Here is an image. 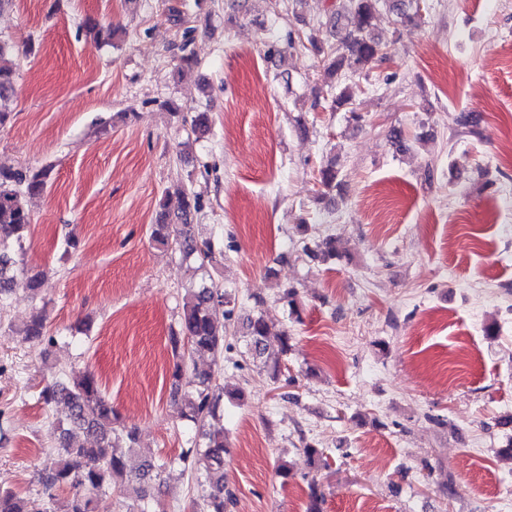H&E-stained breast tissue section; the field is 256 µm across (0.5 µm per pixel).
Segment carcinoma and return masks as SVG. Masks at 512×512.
Masks as SVG:
<instances>
[{
  "label": "carcinoma",
  "mask_w": 512,
  "mask_h": 512,
  "mask_svg": "<svg viewBox=\"0 0 512 512\" xmlns=\"http://www.w3.org/2000/svg\"><path fill=\"white\" fill-rule=\"evenodd\" d=\"M389 4L393 15L394 33L418 25L419 11H411L415 0H336V10L329 24L336 43L325 48L312 36L288 37V47L308 45V50L320 58L325 77L324 86L336 91L334 105H349L359 85L352 78L363 73L369 65L384 58L382 43L375 34V21L380 15V4ZM85 26L96 45L112 42L117 29L103 26L91 19ZM9 46L0 41V126L11 117L10 102L15 93V71L5 61ZM52 167L37 170H0V301L16 287L34 294L40 287L35 276H26L17 267L10 245L22 246L23 232L31 224L27 199L45 192L50 184ZM319 197L336 189L338 171L334 164L318 169ZM179 200L177 214L167 209L170 192H165L158 204L155 223L150 226V238L162 247H175L184 259L195 262V270H203L213 263L215 252L209 242L197 240L192 218L201 210L199 197L182 185L175 190ZM311 253L324 261L341 257L336 238L320 240ZM227 294L214 281L205 279L188 289L178 329L171 331L169 343L175 357L171 372V394L178 397L183 385L190 386L182 409L183 415L195 425L202 443H193L173 458V461L194 472L198 490L192 504L205 512H224V423L220 418L224 395L218 381L219 360L224 358L226 325L216 321L223 312L224 319L232 320L233 310ZM244 351L242 354L257 366L266 368L273 378L281 372V359L271 355L267 339L271 327L262 313L247 315L242 320ZM28 341L48 346L55 341L46 330L43 320L34 318L21 330ZM209 356L213 366L201 369L195 358ZM39 399L46 406H63L54 432L52 468L42 472V506L38 507L20 492L0 489V512H92V498L115 488L133 487L134 496L127 512H152L150 501L153 485L160 480L165 466L148 460L136 464L125 454L116 452L120 444L132 448L136 444L133 429L120 425L112 403L105 397L92 373L68 381L55 380L44 385ZM81 431L92 441L75 444L72 434Z\"/></svg>",
  "instance_id": "obj_1"
}]
</instances>
